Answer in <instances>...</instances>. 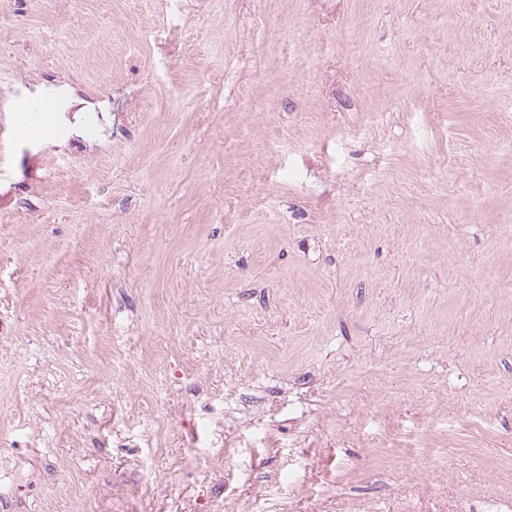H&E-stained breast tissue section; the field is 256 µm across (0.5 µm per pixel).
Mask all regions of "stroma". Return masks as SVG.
<instances>
[{
  "mask_svg": "<svg viewBox=\"0 0 512 512\" xmlns=\"http://www.w3.org/2000/svg\"><path fill=\"white\" fill-rule=\"evenodd\" d=\"M0 512H512V0H0Z\"/></svg>",
  "mask_w": 512,
  "mask_h": 512,
  "instance_id": "35a3bbf8",
  "label": "stroma"
}]
</instances>
